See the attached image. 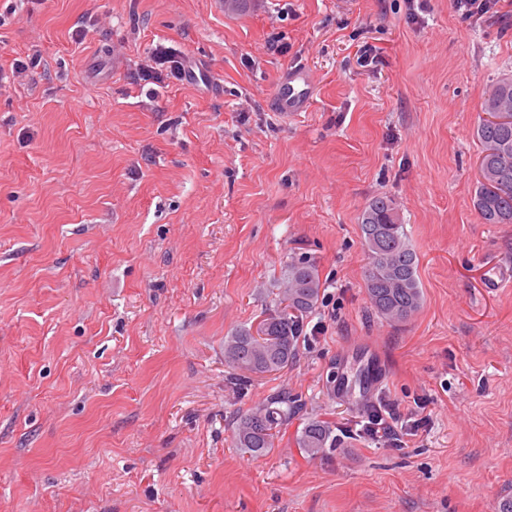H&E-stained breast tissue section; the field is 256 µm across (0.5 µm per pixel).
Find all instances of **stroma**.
I'll list each match as a JSON object with an SVG mask.
<instances>
[{
	"label": "stroma",
	"instance_id": "stroma-1",
	"mask_svg": "<svg viewBox=\"0 0 512 512\" xmlns=\"http://www.w3.org/2000/svg\"><path fill=\"white\" fill-rule=\"evenodd\" d=\"M0 512H497L512 497V224L472 205L489 85L512 74V0H0ZM197 80L140 78L156 45ZM378 59L363 63L360 49ZM313 98L272 99L292 67ZM395 202L420 311L370 310L359 217ZM324 282L283 372L231 382L224 338L278 305L292 256ZM380 379L336 390V364ZM294 412L256 457L236 419ZM428 421L404 447L380 398ZM334 426L317 458L296 444ZM383 405V409L380 404L373 406L368 422L358 432H362L380 446L395 445L397 442L401 444L400 435L404 426L401 423L399 427L400 415L393 405L386 403ZM296 443L305 454L313 457L323 453L325 448L334 447L336 436H333V428L329 422L311 419L302 428Z\"/></svg>",
	"mask_w": 512,
	"mask_h": 512
}]
</instances>
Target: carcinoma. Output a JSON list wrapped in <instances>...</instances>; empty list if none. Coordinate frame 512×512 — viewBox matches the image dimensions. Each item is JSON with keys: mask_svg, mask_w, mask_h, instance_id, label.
I'll return each instance as SVG.
<instances>
[{"mask_svg": "<svg viewBox=\"0 0 512 512\" xmlns=\"http://www.w3.org/2000/svg\"><path fill=\"white\" fill-rule=\"evenodd\" d=\"M512 107V77H503L487 90L483 112L491 114ZM482 145L479 179L473 205L485 224H512V123L484 120L477 126ZM367 252L365 290L370 308L382 321H408L423 304L416 275L417 255L410 247L393 200L375 197L363 210L359 224ZM279 306L257 329L240 327L224 337V359L245 385L254 377L281 372L298 355L304 317L315 310L324 284L317 264L310 258L293 257L284 265ZM288 394L277 393L235 422L236 447L254 456L274 448L278 429L288 422ZM296 443L310 457L336 446L327 421L309 420Z\"/></svg>", "mask_w": 512, "mask_h": 512, "instance_id": "cac0c4a2", "label": "carcinoma"}]
</instances>
